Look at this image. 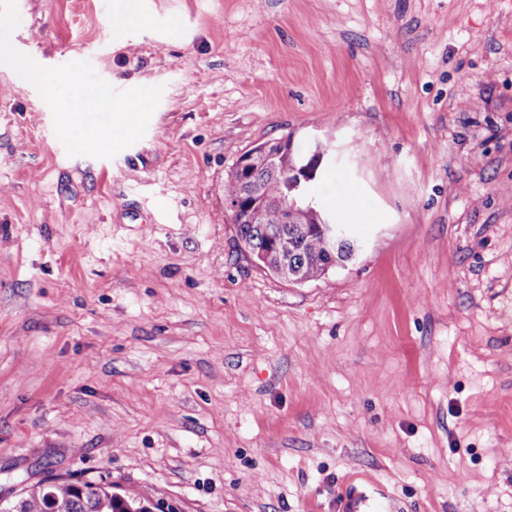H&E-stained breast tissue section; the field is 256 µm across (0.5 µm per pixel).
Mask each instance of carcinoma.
<instances>
[{"instance_id":"1","label":"carcinoma","mask_w":512,"mask_h":512,"mask_svg":"<svg viewBox=\"0 0 512 512\" xmlns=\"http://www.w3.org/2000/svg\"><path fill=\"white\" fill-rule=\"evenodd\" d=\"M325 174L321 173L309 184L307 192L291 189L288 178L270 169L259 171L254 180L261 193L253 195L248 184L231 173L224 180V197L246 198L250 205L262 214L260 224L236 225L237 247L252 256L260 254L271 235L281 228L276 208L282 199H295L302 203L315 198L317 186ZM309 223L288 225V236L292 237V249L288 251V262L295 263L301 280H316L330 268L348 262L357 241L349 236L336 244L335 260L328 261L324 238L316 230L318 218L328 214L312 202ZM10 512H153L159 505L131 495L112 491V483L101 481H72L48 475L34 488L22 489L6 504Z\"/></svg>"}]
</instances>
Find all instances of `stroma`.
<instances>
[{
    "label": "stroma",
    "instance_id": "stroma-1",
    "mask_svg": "<svg viewBox=\"0 0 512 512\" xmlns=\"http://www.w3.org/2000/svg\"><path fill=\"white\" fill-rule=\"evenodd\" d=\"M0 52L136 117L70 153L0 67L1 495L338 512L358 476L512 512V0H0ZM286 134L330 147L362 246L303 284L224 207ZM6 508L9 512H152L159 510V505L116 493L112 482L48 475L36 487L23 488L14 495Z\"/></svg>",
    "mask_w": 512,
    "mask_h": 512
}]
</instances>
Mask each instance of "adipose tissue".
<instances>
[{
	"instance_id": "ef3b65f1",
	"label": "adipose tissue",
	"mask_w": 512,
	"mask_h": 512,
	"mask_svg": "<svg viewBox=\"0 0 512 512\" xmlns=\"http://www.w3.org/2000/svg\"><path fill=\"white\" fill-rule=\"evenodd\" d=\"M8 67L24 70L29 81L43 86L48 93L53 94V103L57 112L60 114L61 122L64 126L73 127L80 123L83 113L95 111H108L114 113L115 118L109 128L99 130L93 127L87 128L86 137L93 142L96 147L103 148L111 145L115 139L116 133L127 132L132 123V118L127 115L124 107L113 102L111 95L106 89L99 88L88 91L80 105L74 106L61 98L56 97V85L51 82L42 69L31 64L28 60L15 58L8 60Z\"/></svg>"
}]
</instances>
